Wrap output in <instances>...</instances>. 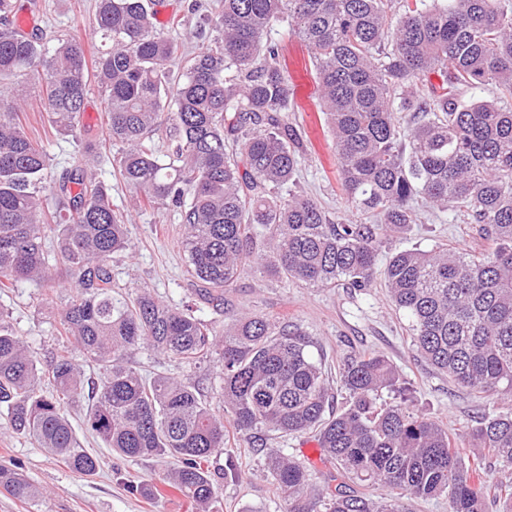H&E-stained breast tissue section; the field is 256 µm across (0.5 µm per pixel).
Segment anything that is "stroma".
Wrapping results in <instances>:
<instances>
[{
    "mask_svg": "<svg viewBox=\"0 0 512 512\" xmlns=\"http://www.w3.org/2000/svg\"><path fill=\"white\" fill-rule=\"evenodd\" d=\"M33 26L43 34H81L91 31L94 0H35ZM194 0H164L157 15L158 27H166L173 16H190L188 27L175 34L187 50L203 49L211 29L200 15L191 14ZM281 53L288 65L293 88L291 122L305 133L309 146L297 175V187L317 197L333 216L350 212L338 182L331 136L318 110L319 88L305 47L288 39L283 28H275ZM21 120L26 132L46 146L53 163L54 179H61L78 158L71 138L52 134L36 93H28ZM98 176L112 188V206L127 213L130 247L112 262L113 294L119 299L134 297L139 290L174 307L194 298L186 273L183 247L185 228L169 207L136 204L131 192L114 175L111 162H104ZM468 251L487 247L471 225L454 212L422 211L421 221L401 239L390 241L393 249L428 248L435 242ZM57 288L36 282H21L0 288V311L17 334L36 352L42 366H49L67 340L58 333L54 314L70 295L69 279L55 271ZM231 305L239 313L251 312L280 323L297 325L310 334V353L321 363L334 396V407L345 398L339 367L350 351L378 353L387 357L410 389L411 407L420 415L442 423L455 433L475 428L481 412L507 407L506 399L458 388L447 375L438 373L421 357L411 341L409 319L390 302L383 283L356 292L339 285L306 288L284 283L255 271L244 275L233 289ZM127 359L143 375L167 373L199 388L212 407H219L216 364H189L147 348L131 350ZM86 398L70 409L74 431L84 448L97 457L99 470L86 478L72 473L63 462L34 447L29 438L6 430V407L0 406V464H14L38 485L42 498L29 505L0 493V512H195L190 501L164 486L165 462L144 459L126 461L112 454L100 439L83 426ZM280 451L300 461L314 489L327 488L336 468L311 435H262L261 444L248 447L234 432H227L223 448L210 458V469L218 473V512H286L288 505L275 489L268 468L270 452ZM238 460L234 473H226L227 456Z\"/></svg>",
    "mask_w": 512,
    "mask_h": 512,
    "instance_id": "obj_1",
    "label": "stroma"
}]
</instances>
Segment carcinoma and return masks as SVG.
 <instances>
[{
    "instance_id": "obj_1",
    "label": "carcinoma",
    "mask_w": 512,
    "mask_h": 512,
    "mask_svg": "<svg viewBox=\"0 0 512 512\" xmlns=\"http://www.w3.org/2000/svg\"><path fill=\"white\" fill-rule=\"evenodd\" d=\"M153 2L95 0L103 49L94 82L120 181L181 217L198 300L227 305L225 294L256 270L359 292L381 276L431 366L460 387L512 398V0H210L215 36L197 53L156 26ZM18 10L17 0H0V79L32 80L50 128L81 146L82 163L50 180L47 151L20 120L21 98L0 96V284L53 282L52 256L76 288L59 311L71 348L47 372L0 312L10 430L80 476L97 473L67 410L84 386L76 351L101 372L85 410L89 432L127 459H175L164 481L197 512H213L209 461L224 447L226 421L247 444L262 431L313 433L338 466L343 481L318 493L300 463L272 455L288 512H408L404 499L443 494L448 512H487L485 468L466 462L459 445L511 465L512 407L485 413L454 443L408 406V387L385 356L352 352L340 368L346 404L331 413L324 371L299 327L226 309L231 322L219 338L190 305L173 308L146 291L112 298V255L127 248L128 230L81 134L87 47L62 34L47 47L14 24ZM279 23L311 52L355 222L332 219L295 189L305 150L288 121L293 89L271 37ZM481 85L496 97H463ZM48 187L58 199L52 212ZM420 199L463 216L490 250H397L378 269L384 244L417 223ZM140 346L189 363L218 356L223 412L192 385L142 375L125 359ZM385 390L400 401L381 403ZM354 480L364 492L347 493ZM375 484L394 494L374 498ZM0 490L26 502L39 496L2 464Z\"/></svg>"
}]
</instances>
